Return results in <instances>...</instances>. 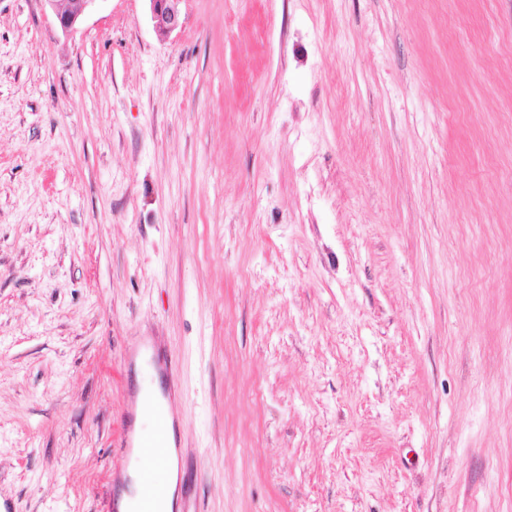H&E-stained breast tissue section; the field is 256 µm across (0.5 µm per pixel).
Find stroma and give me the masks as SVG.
Segmentation results:
<instances>
[{
    "label": "stroma",
    "mask_w": 512,
    "mask_h": 512,
    "mask_svg": "<svg viewBox=\"0 0 512 512\" xmlns=\"http://www.w3.org/2000/svg\"><path fill=\"white\" fill-rule=\"evenodd\" d=\"M0 0V495L109 512L136 358L186 512H512V0ZM44 2L53 10L60 29L67 32L75 28L97 0H44ZM156 31L167 36L182 26L179 4L182 0H147Z\"/></svg>",
    "instance_id": "1"
}]
</instances>
